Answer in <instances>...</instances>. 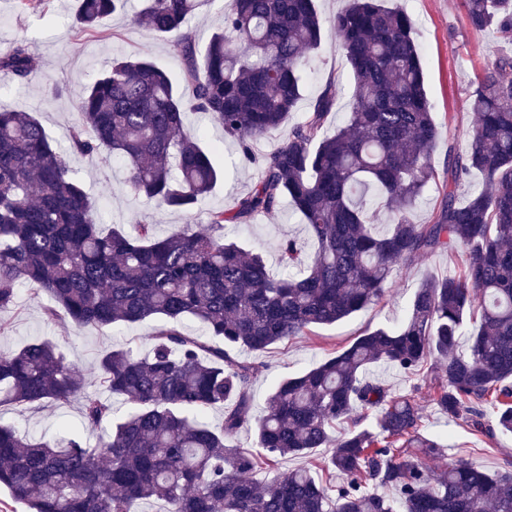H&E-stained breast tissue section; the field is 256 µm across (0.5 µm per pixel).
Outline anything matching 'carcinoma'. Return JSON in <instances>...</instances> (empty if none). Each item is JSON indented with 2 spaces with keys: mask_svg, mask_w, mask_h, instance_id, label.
<instances>
[{
  "mask_svg": "<svg viewBox=\"0 0 512 512\" xmlns=\"http://www.w3.org/2000/svg\"><path fill=\"white\" fill-rule=\"evenodd\" d=\"M202 0H145L137 23L170 39L183 63L179 84L145 55H122L79 94L77 120L61 150L29 112L0 110V311L17 305L20 282L47 294L82 328L159 320L150 350L111 348L99 358L103 394H80L82 376L55 343L35 338L0 351V407H44L83 399L88 428L112 424L89 447L78 431L34 438L0 424V488L27 512H512V472L489 474L444 459L424 432L414 395L368 375L396 367L428 382L449 418L483 430V407L512 432V55H501L468 98L475 119L462 151L448 147L445 186L426 224L413 219L433 178L430 156L445 124L427 95L425 62L408 14L383 0H347L324 17L316 0H228L224 27L204 53L186 24ZM121 0H77L78 29L96 28ZM472 30L496 27L512 42V0H463ZM336 35L354 77L344 121L325 134L336 90L329 85L288 143L258 156L253 145L287 124L305 93L307 55ZM0 71L23 84L28 47L0 51ZM205 114L258 169L250 191L208 215L211 231L186 223L160 236L152 224L105 234L73 175V154L119 160L128 192L191 218L221 180ZM479 189L461 203L456 187ZM289 201L315 249L287 239L279 270L227 239ZM437 252L461 271L424 281L402 323L358 337L317 366L281 379L260 416L250 385L264 364L236 350L272 346L331 326L389 296L395 267ZM198 321L206 335L185 331ZM467 351L458 349L469 320ZM131 407L112 415L111 398ZM224 409V425L208 411ZM373 415L370 426L357 411ZM347 429L332 437L336 426ZM254 434L255 450L237 435ZM303 467L257 478L288 455ZM390 486L389 499L377 488Z\"/></svg>",
  "mask_w": 512,
  "mask_h": 512,
  "instance_id": "1",
  "label": "carcinoma"
}]
</instances>
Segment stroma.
I'll use <instances>...</instances> for the list:
<instances>
[{"instance_id": "stroma-1", "label": "stroma", "mask_w": 512, "mask_h": 512, "mask_svg": "<svg viewBox=\"0 0 512 512\" xmlns=\"http://www.w3.org/2000/svg\"><path fill=\"white\" fill-rule=\"evenodd\" d=\"M388 6L406 11L414 22V36L426 60V82L433 110L448 119L442 139L432 152L430 163L435 177L421 195L414 211L417 222H427L436 212L449 148L464 149L467 131L474 117L467 107L472 84L499 55L512 54V44L503 40L496 29L473 32L468 24L462 0H387ZM76 0H50L46 8L20 11L16 0H0V49L17 42L29 48L34 72L26 84H18L0 72V107L35 113L49 136L65 144L66 131L76 118L77 95L94 77L108 68L113 57L128 54L148 56L173 79L182 76V64L175 57L168 40L134 23L139 0H127L124 8L105 17L98 27L80 31L75 24ZM307 91L299 102L292 121H300L310 112L316 98L327 86L336 89V102L327 124L335 132L352 95L354 79L344 56L332 37H325L321 48L308 57ZM188 127L205 128L208 143L218 145L215 159L224 169V179L206 197L195 218L198 230H207V213L232 206L234 198L247 194L255 170L245 162L235 141L223 130L210 124L199 112L186 116ZM70 167L90 198L99 205L104 228L119 227L132 231L134 225H155L157 234H169L184 223L181 213L146 204L124 188V168L119 161L100 156L73 155ZM295 239L304 251L313 243L304 231V222L288 204L257 217L252 224L235 233L234 241L261 253L268 263H275L280 242ZM461 259L435 253L396 267L387 300L361 311L332 326H324L261 354L264 367L254 378L251 392L253 410L261 412L264 400L279 379L312 368L333 352L354 341L364 330L399 323L406 314L409 300L425 280L459 270ZM19 298L13 310L0 314L10 331L0 337V350L16 349L34 338L51 339L64 352L67 361L83 374V388L98 390L97 360L103 351L127 346L146 353L157 327L146 320L133 326L116 325L98 331L74 326L68 319H47L45 310L51 298L28 284L18 286ZM383 378L394 392H414L424 414L426 433L446 438V454L451 460H464L486 472L494 473L512 461V433L488 436L466 424L453 422L433 404L427 387H415L413 379L398 369H386ZM82 403H69L40 409L6 405L0 407V421L36 437L56 433L60 425L82 427ZM88 444H96L102 428L83 429Z\"/></svg>"}]
</instances>
